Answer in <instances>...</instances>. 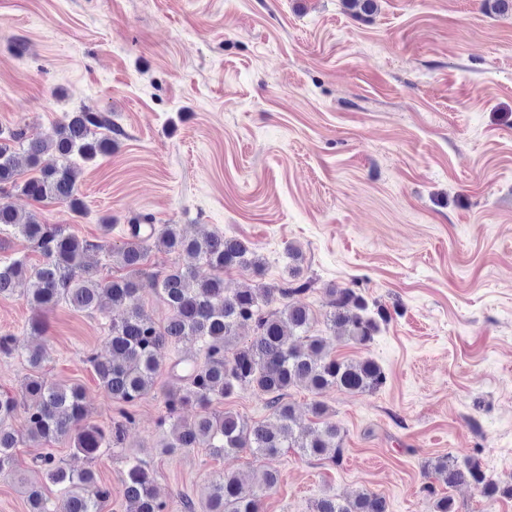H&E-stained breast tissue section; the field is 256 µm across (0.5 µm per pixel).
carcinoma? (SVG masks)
<instances>
[{
  "label": "carcinoma",
  "mask_w": 512,
  "mask_h": 512,
  "mask_svg": "<svg viewBox=\"0 0 512 512\" xmlns=\"http://www.w3.org/2000/svg\"><path fill=\"white\" fill-rule=\"evenodd\" d=\"M101 129H112V121L85 111L65 114L52 138L30 136L20 126L0 129V233L27 239L43 256L39 264L24 259L0 262V296L13 294L25 278L33 283L27 302L45 310L61 302L88 312L126 306V315L108 327L110 356L101 359L91 352L87 361L111 399L128 406L153 390L158 356L166 345L182 341L199 344L204 361L185 364L178 383L163 390L167 410L163 423L169 428L160 444L163 452L211 448L230 454L248 448L258 457L270 458L283 448H296L304 456L339 461L343 437L335 423L324 420L326 407L314 402L312 412L321 425L303 427L285 401L288 390L302 386L318 394L336 387L349 393H370L386 383V375L372 359L343 360L324 354V338L311 333L310 310L289 301L312 287L311 281L301 278L299 247L286 248L288 263L281 280L260 282L254 288H228L224 285L226 270L264 275L265 261L250 243L218 234L191 237L180 224H166L142 241L138 236L152 225L132 224L126 241L107 253L127 274L104 284L85 266L86 255L103 249L102 244L78 238L65 224H42L33 215L22 216L5 201L15 191L36 202L55 201L74 214L82 213L75 159L87 163L112 154L116 142L99 133ZM49 152L58 155L59 164H42V157ZM154 249L182 257V263L160 281V295L171 310L162 327L143 312L139 299L138 279ZM201 262L213 270L211 277H196ZM326 293L331 308L327 327L340 330L354 345L370 344L380 323L389 321L384 307L370 312L367 300L352 288L331 286ZM244 328L252 329V336L242 338L240 330ZM241 389L265 397L272 422L249 423L232 412L210 410L213 402ZM195 407L200 412L194 418L181 417L180 412ZM21 408L25 413L22 434L12 426ZM122 435L119 423L104 429L89 420L77 385L29 376L19 395L0 394V474L15 472L14 449L24 439L67 440L74 453L93 458L103 448L116 447ZM34 463L44 467L58 496L52 502L41 490H30L29 512H102L112 498V487L99 484L90 470L76 473L51 456H38ZM424 470L441 476L450 487L472 485L489 499L499 494L512 496V486H500L471 455L442 456L425 463ZM122 485L133 512H169L168 503L157 495L153 473L139 458L126 461ZM204 512H261V504L237 476L226 472L211 484ZM314 512H387V506L382 496L366 490L352 500L321 498Z\"/></svg>",
  "instance_id": "carcinoma-1"
}]
</instances>
